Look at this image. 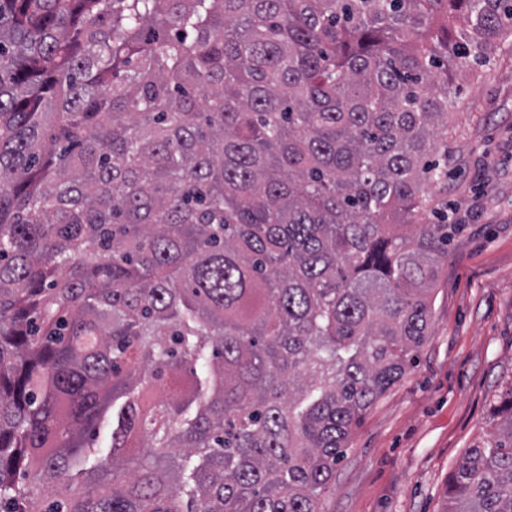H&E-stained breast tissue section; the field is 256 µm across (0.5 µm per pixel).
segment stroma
Wrapping results in <instances>:
<instances>
[{"label":"stroma","instance_id":"obj_1","mask_svg":"<svg viewBox=\"0 0 512 512\" xmlns=\"http://www.w3.org/2000/svg\"><path fill=\"white\" fill-rule=\"evenodd\" d=\"M448 182L460 231L439 271L419 365L353 432L326 512H444L466 450L495 429L512 381V36L452 70Z\"/></svg>","mask_w":512,"mask_h":512}]
</instances>
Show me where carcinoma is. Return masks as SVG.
I'll return each instance as SVG.
<instances>
[{
	"label": "carcinoma",
	"instance_id": "obj_1",
	"mask_svg": "<svg viewBox=\"0 0 512 512\" xmlns=\"http://www.w3.org/2000/svg\"><path fill=\"white\" fill-rule=\"evenodd\" d=\"M510 35L512 0H0V512H324L460 230L449 72ZM493 416L445 512H512V382Z\"/></svg>",
	"mask_w": 512,
	"mask_h": 512
}]
</instances>
